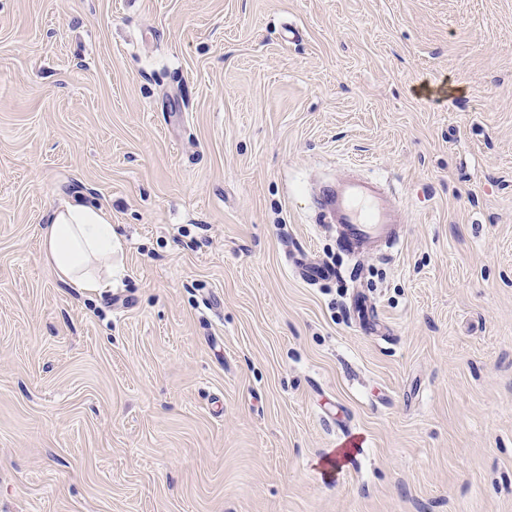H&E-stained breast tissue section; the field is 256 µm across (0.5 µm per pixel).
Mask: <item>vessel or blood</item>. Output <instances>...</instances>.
Masks as SVG:
<instances>
[{"label":"vessel or blood","mask_w":512,"mask_h":512,"mask_svg":"<svg viewBox=\"0 0 512 512\" xmlns=\"http://www.w3.org/2000/svg\"><path fill=\"white\" fill-rule=\"evenodd\" d=\"M316 208L321 223L333 228L337 245L359 255L387 248L397 249L403 240V226L397 209L378 180L342 178L323 186ZM296 270L307 284L329 279L333 271L325 264L300 263Z\"/></svg>","instance_id":"1"}]
</instances>
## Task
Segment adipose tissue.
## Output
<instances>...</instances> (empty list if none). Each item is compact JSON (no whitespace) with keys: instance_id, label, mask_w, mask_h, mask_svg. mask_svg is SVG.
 I'll use <instances>...</instances> for the list:
<instances>
[{"instance_id":"adipose-tissue-1","label":"adipose tissue","mask_w":512,"mask_h":512,"mask_svg":"<svg viewBox=\"0 0 512 512\" xmlns=\"http://www.w3.org/2000/svg\"><path fill=\"white\" fill-rule=\"evenodd\" d=\"M121 247L108 212L74 202L55 211L42 233L46 264L62 282L89 293L112 285V256Z\"/></svg>"}]
</instances>
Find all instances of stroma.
Returning <instances> with one entry per match:
<instances>
[{"mask_svg": "<svg viewBox=\"0 0 512 512\" xmlns=\"http://www.w3.org/2000/svg\"><path fill=\"white\" fill-rule=\"evenodd\" d=\"M354 170L398 251L316 223ZM0 512H512V0H0ZM120 247L109 213L83 202L55 211L42 233L46 264L59 280L89 293L111 288L112 255ZM296 270L300 278L307 284H316L320 281L329 279L334 275V271L323 263H298Z\"/></svg>", "mask_w": 512, "mask_h": 512, "instance_id": "35a3bbf8", "label": "stroma"}]
</instances>
